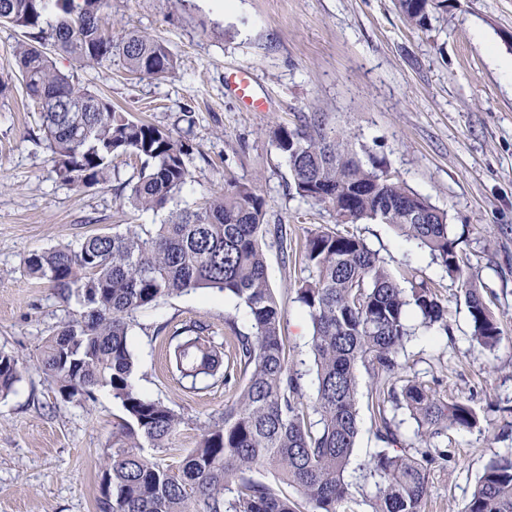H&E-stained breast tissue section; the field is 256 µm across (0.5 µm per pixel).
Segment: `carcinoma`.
I'll return each mask as SVG.
<instances>
[{
  "label": "carcinoma",
  "instance_id": "1",
  "mask_svg": "<svg viewBox=\"0 0 512 512\" xmlns=\"http://www.w3.org/2000/svg\"><path fill=\"white\" fill-rule=\"evenodd\" d=\"M406 23L424 29L447 0H395ZM108 0H0V23L25 29L15 51L26 95L39 112L40 131L61 182L76 189L111 178L120 156L141 162L128 203L143 212L168 211L151 233L130 227L95 234L78 247L56 246L25 260L30 275L45 279L80 311L39 346L38 365L61 397L79 405L106 389L125 418L113 436L115 451L101 461L100 512H351L349 466L359 434L357 368L372 377L371 412L382 448L362 477L374 486L369 512H425L431 468L446 464L449 448L433 439L450 429H474L479 417L469 400L440 395L410 377L405 345L415 328L448 334V307L417 280L407 264L388 262L354 234L318 231L307 236L303 261L312 276L297 299L313 327L310 346L315 393L304 406L303 374L286 354L284 313L266 273L261 242L264 199L257 187L225 180L224 191L196 209H171L191 180L192 146L76 84L56 68L62 53L83 68L122 59L128 72L159 78L177 69L167 44L139 31L119 40L105 34ZM272 141L284 156L294 194L328 208L338 224L379 222L429 253L460 287L471 340L484 351L501 343V329L473 273L458 252L448 213L410 190L388 168L365 162L339 137L279 125ZM197 290L219 292L247 309L243 332L231 317L218 343L200 322L176 329L172 365L178 382L199 379L237 388L216 422L201 425L196 447L172 468L142 449L169 448L183 419L169 404L140 392L129 332L135 313ZM24 363L0 350V399L22 381ZM408 412L425 445L404 447ZM265 471L272 479L256 474ZM464 512H512V448L488 459Z\"/></svg>",
  "mask_w": 512,
  "mask_h": 512
}]
</instances>
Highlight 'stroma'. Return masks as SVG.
Here are the masks:
<instances>
[{
  "label": "stroma",
  "mask_w": 512,
  "mask_h": 512,
  "mask_svg": "<svg viewBox=\"0 0 512 512\" xmlns=\"http://www.w3.org/2000/svg\"><path fill=\"white\" fill-rule=\"evenodd\" d=\"M104 28L113 38L135 29L165 41L176 71L138 78L120 59L108 69H80L56 54L59 70L109 98L138 119L185 137L193 147V179L175 208H196L226 178L255 184L265 222L288 231L287 245L264 238L269 284L285 313L282 334L290 357L314 393L310 319L297 300L309 271L301 257L307 236L336 230L360 236L391 268L411 264L448 306L450 331H416L406 344L411 374L437 391L471 399L480 424L448 434L452 459L434 468L425 512H463L493 452L512 448V77L490 53L512 57V0H448L428 30L408 26L393 0H109ZM22 28L0 24V75L11 90L0 98V349L24 360V379L0 400V512H99V462L124 416L109 391L86 405L62 399L37 367V348L75 303L29 276L25 260L58 244L97 233L152 229L163 214L124 204L117 188L136 179L135 159H115L116 179L87 188L62 184L53 171L39 114L17 76L13 50ZM252 74L268 109L254 112L224 90V77ZM321 123L350 141L361 158H375L408 188L447 210L460 236L459 254L474 267L475 285L499 321L494 352L470 341L459 288L414 244L386 224H337L322 205L294 196L288 164L271 130ZM239 328L245 308L220 294L189 293L138 310L130 342L134 384L184 416L172 447L154 448L178 466L196 446L201 422L218 419L236 393L222 385L184 389L169 363L171 331L190 321L224 333ZM361 431L352 467L379 448L364 403L370 378L358 370Z\"/></svg>",
  "instance_id": "obj_1"
}]
</instances>
